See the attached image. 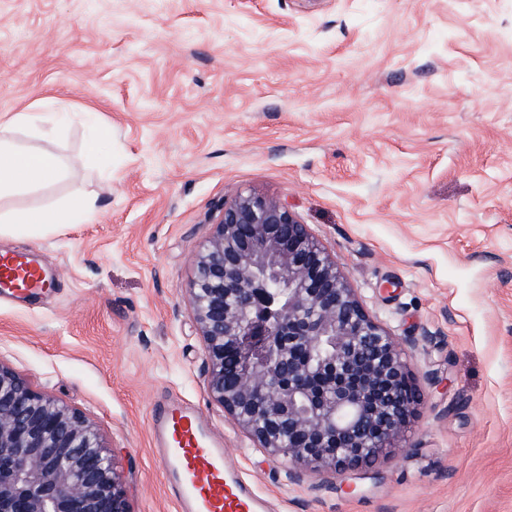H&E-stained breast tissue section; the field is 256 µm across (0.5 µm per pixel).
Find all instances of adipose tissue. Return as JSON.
I'll list each match as a JSON object with an SVG mask.
<instances>
[{
	"mask_svg": "<svg viewBox=\"0 0 512 512\" xmlns=\"http://www.w3.org/2000/svg\"><path fill=\"white\" fill-rule=\"evenodd\" d=\"M37 112H16L0 116V201L23 191L63 179L71 167L50 150L15 149L11 133L19 126L40 120ZM98 213L97 200L88 195H76L62 204L30 207L24 210H0L1 235H40L69 224L88 222Z\"/></svg>",
	"mask_w": 512,
	"mask_h": 512,
	"instance_id": "obj_1",
	"label": "adipose tissue"
}]
</instances>
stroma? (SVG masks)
Masks as SVG:
<instances>
[{
    "instance_id": "stroma-1",
    "label": "stroma",
    "mask_w": 512,
    "mask_h": 512,
    "mask_svg": "<svg viewBox=\"0 0 512 512\" xmlns=\"http://www.w3.org/2000/svg\"><path fill=\"white\" fill-rule=\"evenodd\" d=\"M75 104L21 148L74 160L7 207L97 195L37 239L52 294L0 292V363L81 410L132 512H176L152 452L198 408L272 512H512V0H0V115ZM288 204L407 344L422 400L368 473L289 480L206 390L188 288L225 196Z\"/></svg>"
}]
</instances>
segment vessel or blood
<instances>
[{"label":"vessel or blood","mask_w":512,"mask_h":512,"mask_svg":"<svg viewBox=\"0 0 512 512\" xmlns=\"http://www.w3.org/2000/svg\"><path fill=\"white\" fill-rule=\"evenodd\" d=\"M0 284L21 294L53 286L34 259L14 253L0 255ZM152 437L178 512H270L268 501L226 460L221 440L196 408L180 402L156 406Z\"/></svg>","instance_id":"vessel-or-blood-1"}]
</instances>
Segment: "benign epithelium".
<instances>
[{"instance_id":"obj_1","label":"benign epithelium","mask_w":512,"mask_h":512,"mask_svg":"<svg viewBox=\"0 0 512 512\" xmlns=\"http://www.w3.org/2000/svg\"><path fill=\"white\" fill-rule=\"evenodd\" d=\"M193 269L210 398L290 480L356 472L394 448L420 402L405 344L288 205L225 197ZM0 512H132L85 415L1 363Z\"/></svg>"}]
</instances>
